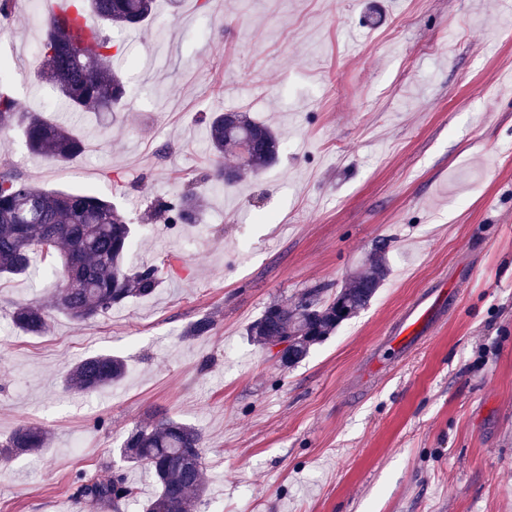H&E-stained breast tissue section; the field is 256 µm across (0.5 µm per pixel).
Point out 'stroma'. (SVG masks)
Instances as JSON below:
<instances>
[{
    "mask_svg": "<svg viewBox=\"0 0 512 512\" xmlns=\"http://www.w3.org/2000/svg\"><path fill=\"white\" fill-rule=\"evenodd\" d=\"M512 0H158L125 39L117 112H72L86 152L55 164L0 134V162L48 190L94 191L144 227L131 261L165 264L149 299L85 323L54 311L52 279H0V445L24 423L49 441L0 464V512H142L157 491L119 448L168 416L201 430L198 512H512ZM36 0L0 24L1 86L29 111ZM238 110L281 135L277 162L205 182L204 118ZM195 189L203 220L173 229L155 198ZM388 243L390 274L367 308L291 368L247 326L272 301L339 289ZM404 350V310L440 289ZM52 311L18 328L16 304ZM205 336L188 335L203 316ZM117 354L123 380L68 391L67 372ZM105 427H97V419ZM126 471L134 499L89 510L77 470Z\"/></svg>",
    "mask_w": 512,
    "mask_h": 512,
    "instance_id": "stroma-1",
    "label": "stroma"
}]
</instances>
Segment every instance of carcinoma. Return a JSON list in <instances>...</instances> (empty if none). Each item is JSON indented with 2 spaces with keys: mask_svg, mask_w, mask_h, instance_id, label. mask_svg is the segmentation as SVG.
Wrapping results in <instances>:
<instances>
[{
  "mask_svg": "<svg viewBox=\"0 0 512 512\" xmlns=\"http://www.w3.org/2000/svg\"><path fill=\"white\" fill-rule=\"evenodd\" d=\"M73 15L63 21L48 20L39 45L40 79L51 85L72 110L110 112L127 99L121 75L112 68L116 40L108 30L123 32L144 27L153 19L155 0H71ZM210 150L219 159L228 152L236 158L230 167L217 163L210 181L236 182L240 173L258 172L278 159L279 139L269 126L244 112H213L207 119ZM21 130L28 150L55 163H65L83 149L70 127L28 112L12 96L0 92V131ZM168 214L169 224H197L200 195L188 190L156 201ZM134 230L111 201L92 191L79 193L46 190L0 164V276L27 275L35 259L47 264L56 279L55 307L71 319L84 322L105 315L131 299L152 296L163 280L157 264L128 262ZM386 244L379 243L364 267L334 292L308 288L293 303L275 301L247 328L250 339L272 348L286 343L282 366L304 360L311 348L331 335L346 320L369 305L389 275ZM14 323L39 335L49 328L41 306L21 304ZM215 326L211 316L190 324L186 335L204 336ZM126 373L117 355L82 359L65 378L67 388L92 394L120 381ZM48 433L20 425L0 458L31 454L45 447ZM202 436L194 427L161 417L133 428L123 441L126 462L148 470L157 482L155 495L144 512H196L204 496ZM72 485L74 498L90 507L118 505L136 495V488L120 473L102 480L79 471Z\"/></svg>",
  "mask_w": 512,
  "mask_h": 512,
  "instance_id": "1",
  "label": "carcinoma"
}]
</instances>
